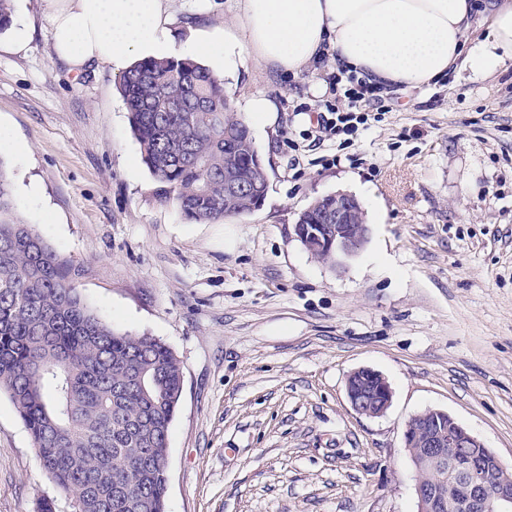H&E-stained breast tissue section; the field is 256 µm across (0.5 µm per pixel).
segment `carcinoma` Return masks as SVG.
I'll return each instance as SVG.
<instances>
[{
	"mask_svg": "<svg viewBox=\"0 0 512 512\" xmlns=\"http://www.w3.org/2000/svg\"><path fill=\"white\" fill-rule=\"evenodd\" d=\"M153 195L189 221L221 223L265 199L262 157L223 80L178 56L141 60L120 79ZM237 189H232V186ZM322 198L301 223H323ZM79 269L14 213L0 164V390L73 512H165V457L183 393L161 340L118 333L82 299ZM420 479L448 492V473Z\"/></svg>",
	"mask_w": 512,
	"mask_h": 512,
	"instance_id": "obj_1",
	"label": "carcinoma"
}]
</instances>
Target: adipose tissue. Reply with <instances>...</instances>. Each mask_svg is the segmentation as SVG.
<instances>
[{"mask_svg": "<svg viewBox=\"0 0 512 512\" xmlns=\"http://www.w3.org/2000/svg\"><path fill=\"white\" fill-rule=\"evenodd\" d=\"M51 41L58 58L80 73L105 63L129 69L133 56L148 58L165 44L169 16L162 0H50ZM476 0H242L228 32L207 36L210 52H241L287 73H297L322 53L369 80L427 85L458 59L491 72L512 60V5L485 0V40L465 50L463 35Z\"/></svg>", "mask_w": 512, "mask_h": 512, "instance_id": "ef3b65f1", "label": "adipose tissue"}]
</instances>
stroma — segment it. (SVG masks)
Returning <instances> with one entry per match:
<instances>
[{
    "label": "stroma",
    "mask_w": 512,
    "mask_h": 512,
    "mask_svg": "<svg viewBox=\"0 0 512 512\" xmlns=\"http://www.w3.org/2000/svg\"><path fill=\"white\" fill-rule=\"evenodd\" d=\"M164 6L173 55L241 10ZM49 32L48 0H13L0 32V166L16 216L80 267L87 305L181 362L166 512H417L404 434L428 410L448 412L512 471V61L395 93L340 150L304 135L333 55L291 76L245 54L196 53L239 118L254 97L277 105L250 127L262 206L198 224L153 198L118 74L70 72ZM339 191L370 226L341 272L294 235L304 209ZM363 367L392 390L376 418L347 399ZM45 499L70 512L1 392L0 512H39Z\"/></svg>",
    "instance_id": "1"
}]
</instances>
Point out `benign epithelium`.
I'll return each mask as SVG.
<instances>
[{"label":"benign epithelium","instance_id":"benign-epithelium-1","mask_svg":"<svg viewBox=\"0 0 512 512\" xmlns=\"http://www.w3.org/2000/svg\"><path fill=\"white\" fill-rule=\"evenodd\" d=\"M336 205L325 213L324 227L315 231L307 224L294 225L296 239L308 252L326 249L336 255V265L341 259L356 256L369 239L370 228L362 215L358 199L345 192L332 195ZM371 379L375 391H359L353 384L354 375L346 383L347 397L353 410L368 417L383 415L392 401V391L384 376L370 368H360ZM448 420V428L429 427V418ZM405 447L421 449V457L448 468L452 479L448 495L434 487L417 482L415 487L417 512H512V476L507 473L499 457L485 450L484 462L462 461L452 452L454 448H481L483 443L469 433L446 412L428 410L414 416L405 431Z\"/></svg>","mask_w":512,"mask_h":512}]
</instances>
